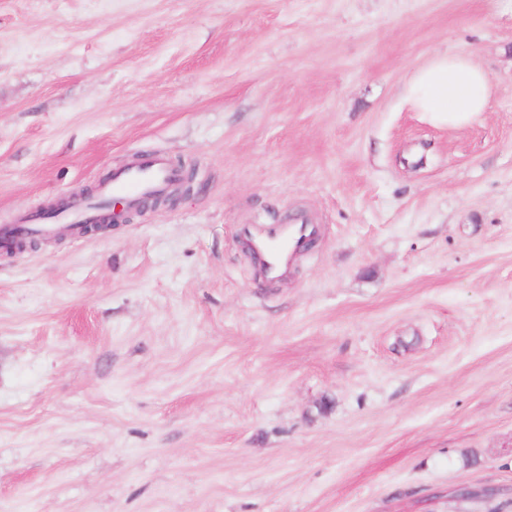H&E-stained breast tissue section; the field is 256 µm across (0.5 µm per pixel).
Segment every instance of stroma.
I'll use <instances>...</instances> for the list:
<instances>
[{
  "instance_id": "1",
  "label": "stroma",
  "mask_w": 512,
  "mask_h": 512,
  "mask_svg": "<svg viewBox=\"0 0 512 512\" xmlns=\"http://www.w3.org/2000/svg\"><path fill=\"white\" fill-rule=\"evenodd\" d=\"M439 50L473 126L399 106ZM153 154L175 205L0 254V512H512L507 0H0V225ZM494 87L487 72L465 54L437 52L415 68L400 93V106L436 128H464L488 112ZM313 224H271L250 236V248L262 273L269 279H281L288 275L293 257L315 233Z\"/></svg>"
}]
</instances>
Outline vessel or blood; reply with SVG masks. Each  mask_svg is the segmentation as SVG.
<instances>
[{
  "label": "vessel or blood",
  "mask_w": 512,
  "mask_h": 512,
  "mask_svg": "<svg viewBox=\"0 0 512 512\" xmlns=\"http://www.w3.org/2000/svg\"><path fill=\"white\" fill-rule=\"evenodd\" d=\"M176 172L162 158L142 160L117 173L111 193L142 197L173 181ZM315 232L306 222L272 224L250 235V248L262 273L269 279L287 276L293 257Z\"/></svg>",
  "instance_id": "obj_1"
}]
</instances>
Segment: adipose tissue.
<instances>
[{
    "label": "adipose tissue",
    "instance_id": "1",
    "mask_svg": "<svg viewBox=\"0 0 512 512\" xmlns=\"http://www.w3.org/2000/svg\"><path fill=\"white\" fill-rule=\"evenodd\" d=\"M494 95L487 72L465 54L437 52L415 68L400 104L436 128H464L479 122Z\"/></svg>",
    "mask_w": 512,
    "mask_h": 512
}]
</instances>
